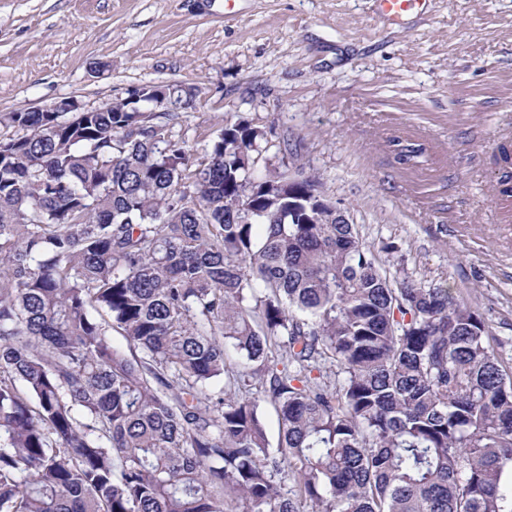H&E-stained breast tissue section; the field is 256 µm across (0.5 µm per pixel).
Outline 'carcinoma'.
<instances>
[{
	"mask_svg": "<svg viewBox=\"0 0 512 512\" xmlns=\"http://www.w3.org/2000/svg\"><path fill=\"white\" fill-rule=\"evenodd\" d=\"M142 103L0 115V512H512L479 314L390 277L273 128L194 158Z\"/></svg>",
	"mask_w": 512,
	"mask_h": 512,
	"instance_id": "carcinoma-1",
	"label": "carcinoma"
}]
</instances>
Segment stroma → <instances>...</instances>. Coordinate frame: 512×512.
Wrapping results in <instances>:
<instances>
[{
    "label": "stroma",
    "instance_id": "1",
    "mask_svg": "<svg viewBox=\"0 0 512 512\" xmlns=\"http://www.w3.org/2000/svg\"><path fill=\"white\" fill-rule=\"evenodd\" d=\"M189 93L168 126L194 155L237 118L275 126L373 248L469 302L512 367V0H431L391 22L375 0H0V114L88 106L143 85ZM425 161L404 167L394 140Z\"/></svg>",
    "mask_w": 512,
    "mask_h": 512
}]
</instances>
